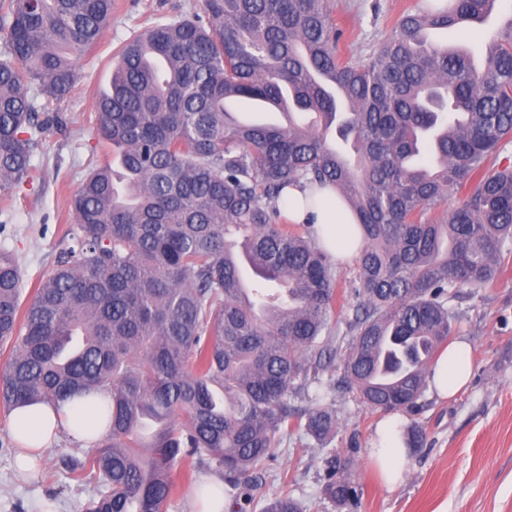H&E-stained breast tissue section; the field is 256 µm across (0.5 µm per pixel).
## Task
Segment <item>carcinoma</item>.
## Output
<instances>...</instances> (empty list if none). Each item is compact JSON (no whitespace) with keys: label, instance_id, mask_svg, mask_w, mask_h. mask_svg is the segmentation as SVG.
I'll use <instances>...</instances> for the list:
<instances>
[{"label":"carcinoma","instance_id":"1","mask_svg":"<svg viewBox=\"0 0 512 512\" xmlns=\"http://www.w3.org/2000/svg\"><path fill=\"white\" fill-rule=\"evenodd\" d=\"M497 2L409 11L361 65L337 54L331 0H200L133 32L94 102L112 160L71 196L73 246L25 304L0 249V409L111 398L107 440L64 461L97 487L84 512H165L189 458L224 481L229 512H303L258 490L288 430L319 448L336 438V400L310 397L335 389V362L367 406L417 407L455 303L512 258V15L479 60L452 44ZM111 24L112 0H0V195L33 180ZM255 102L288 125L227 110ZM301 181L335 185L358 219L343 332L332 259L281 217ZM321 496L359 500L334 470Z\"/></svg>","mask_w":512,"mask_h":512}]
</instances>
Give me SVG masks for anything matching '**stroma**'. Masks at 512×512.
Wrapping results in <instances>:
<instances>
[{"label":"stroma","instance_id":"1","mask_svg":"<svg viewBox=\"0 0 512 512\" xmlns=\"http://www.w3.org/2000/svg\"><path fill=\"white\" fill-rule=\"evenodd\" d=\"M196 0H114L112 25L79 64V92L59 107L65 128H49L33 156L35 180L0 201V246L21 271L23 300L71 244L76 219L69 208L91 157L95 132L89 120L96 93L110 85L111 57L131 32L166 23L190 11ZM425 0H334L332 17L343 36L338 53L369 60L404 12ZM457 338L469 346L471 380L453 398L426 393L404 425L424 431L412 449L404 482L387 487L374 472L369 442L382 411L336 396L340 432L325 449L309 447L298 433L284 436L266 466L267 493L289 492L307 512H337L321 497L328 459L360 492L357 512H512V267L490 286L458 304ZM10 419L0 411V512H82L90 488L77 485L60 461L80 455L81 444L61 438L47 450L38 476L17 467Z\"/></svg>","mask_w":512,"mask_h":512}]
</instances>
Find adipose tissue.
<instances>
[{
    "instance_id": "1",
    "label": "adipose tissue",
    "mask_w": 512,
    "mask_h": 512,
    "mask_svg": "<svg viewBox=\"0 0 512 512\" xmlns=\"http://www.w3.org/2000/svg\"><path fill=\"white\" fill-rule=\"evenodd\" d=\"M283 205L289 222L312 225L317 243L339 262H348L356 255L360 245L357 221L335 188L291 186L283 194ZM467 353L466 341L458 340L448 346L435 365L431 391L445 399L467 385ZM106 402V397L101 396L90 408L79 398L60 405L42 402L14 408L10 429L19 443L20 468H32L62 436L81 444L104 437L108 429ZM371 460L386 484L394 486L402 480L408 465V448L400 420L389 417L379 422Z\"/></svg>"
}]
</instances>
